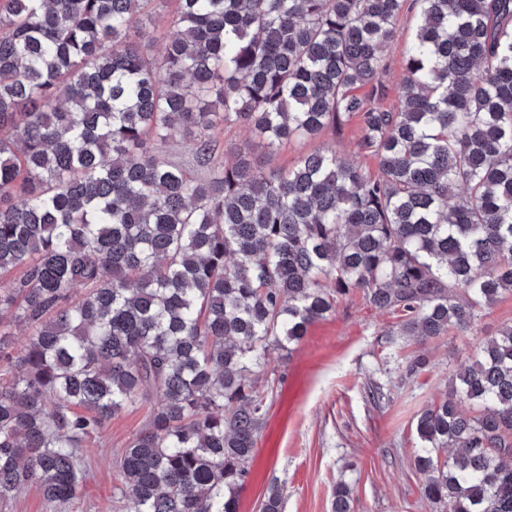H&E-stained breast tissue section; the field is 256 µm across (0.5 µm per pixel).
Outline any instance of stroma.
<instances>
[{"label": "stroma", "mask_w": 512, "mask_h": 512, "mask_svg": "<svg viewBox=\"0 0 512 512\" xmlns=\"http://www.w3.org/2000/svg\"><path fill=\"white\" fill-rule=\"evenodd\" d=\"M418 21L417 9L405 10L385 49L389 87H397L404 76L406 50ZM359 137L357 122L349 121L272 153L251 147L270 169L329 148L377 171V159L359 153ZM395 323V316L356 295L309 326L292 354L270 352L267 370L276 378L274 396L240 493L239 512H259L274 484L283 489V512H331L332 489L340 480L353 488V512H435L422 497L421 478L411 464L418 444L416 417L444 396L476 347L512 323V293L483 312L472 330L454 331L421 346L390 342L387 332ZM416 352L428 366L412 377L407 365ZM375 385L382 387L383 400H372ZM148 417L146 406L127 407L87 441V481L78 512H134L131 500L118 503L113 498L115 463Z\"/></svg>", "instance_id": "35a3bbf8"}]
</instances>
